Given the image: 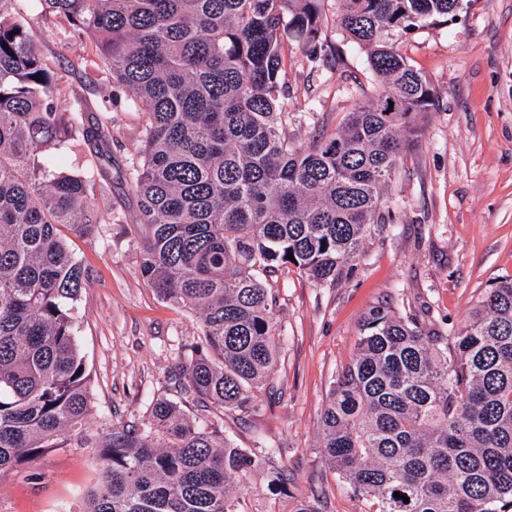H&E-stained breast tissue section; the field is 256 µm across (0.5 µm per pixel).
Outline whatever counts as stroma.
I'll return each instance as SVG.
<instances>
[{"mask_svg": "<svg viewBox=\"0 0 512 512\" xmlns=\"http://www.w3.org/2000/svg\"><path fill=\"white\" fill-rule=\"evenodd\" d=\"M322 9L334 55L310 64L293 41L286 53L287 131L303 148L378 89L365 53L338 25L339 0H323ZM28 20L53 64L92 56L90 42L70 37L39 10ZM398 46L438 101L392 190L393 231L369 240L352 275L334 284L282 268L273 281L280 354L272 389L258 397L262 412L199 414L257 459L241 483L246 512H295L304 499L318 512H367L321 448L328 389L353 354L365 313L382 301L413 310L425 303L445 330L468 316L492 279L512 275V0H470L456 21L399 37ZM66 81L90 107L113 101L118 176L111 191L90 201L112 221L93 237L70 240L87 274L77 340L95 414L60 448L0 474V512H80L101 470L87 436L148 422L158 397L180 400L168 375L200 331L198 314L162 301L139 273L138 204L120 176L139 145V114L106 75L81 69ZM279 471L286 484L273 483Z\"/></svg>", "mask_w": 512, "mask_h": 512, "instance_id": "stroma-1", "label": "stroma"}]
</instances>
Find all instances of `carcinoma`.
<instances>
[{
	"label": "carcinoma",
	"instance_id": "cac0c4a2",
	"mask_svg": "<svg viewBox=\"0 0 512 512\" xmlns=\"http://www.w3.org/2000/svg\"><path fill=\"white\" fill-rule=\"evenodd\" d=\"M340 28L384 90L306 149L286 133L284 35L308 61L329 48L322 0H0V474L42 457L92 415L77 346L86 272L69 236L112 214V107L59 108L63 69L30 33L34 5L90 41L94 64L141 115L125 171L145 244L139 270L163 301L199 314L173 373L200 408L259 412L279 359L268 278L351 274L419 143L436 89L389 40L454 17V0H340ZM78 169L57 155L72 141ZM293 255L294 260L287 259ZM324 456L370 512H512V275L489 284L446 332L373 306L322 412ZM100 481L80 512H241L255 459L175 402L94 437ZM400 492L409 501L397 498Z\"/></svg>",
	"mask_w": 512,
	"mask_h": 512
}]
</instances>
